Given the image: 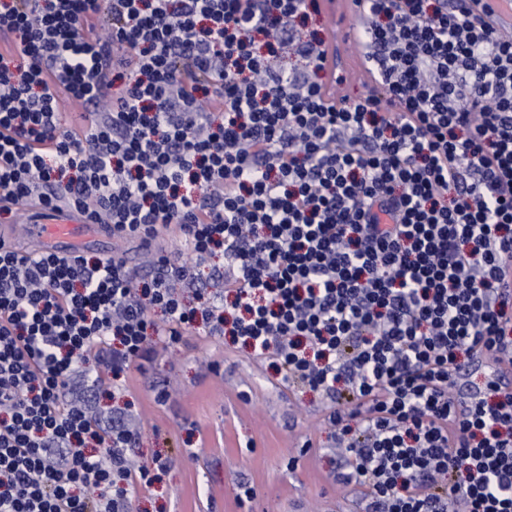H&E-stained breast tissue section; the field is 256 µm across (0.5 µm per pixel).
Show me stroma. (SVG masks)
Instances as JSON below:
<instances>
[{"mask_svg": "<svg viewBox=\"0 0 512 512\" xmlns=\"http://www.w3.org/2000/svg\"><path fill=\"white\" fill-rule=\"evenodd\" d=\"M163 247L191 260L177 233ZM191 262L187 305H198V290L223 293V254ZM97 406L132 414L136 462H171L133 512H362L357 487L338 478L349 466L325 420V396L288 386L271 362L205 326L105 385Z\"/></svg>", "mask_w": 512, "mask_h": 512, "instance_id": "35a3bbf8", "label": "stroma"}]
</instances>
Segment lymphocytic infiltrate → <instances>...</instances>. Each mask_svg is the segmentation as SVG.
I'll use <instances>...</instances> for the list:
<instances>
[{
  "label": "lymphocytic infiltrate",
  "instance_id": "lymphocytic-infiltrate-1",
  "mask_svg": "<svg viewBox=\"0 0 512 512\" xmlns=\"http://www.w3.org/2000/svg\"><path fill=\"white\" fill-rule=\"evenodd\" d=\"M355 2L376 88L334 102L295 28L319 0H0V215L174 224L225 260L194 308L163 253L137 280L0 246V512H131L165 464H131L101 372L201 316L329 400L364 512H512V37L454 0Z\"/></svg>",
  "mask_w": 512,
  "mask_h": 512
}]
</instances>
